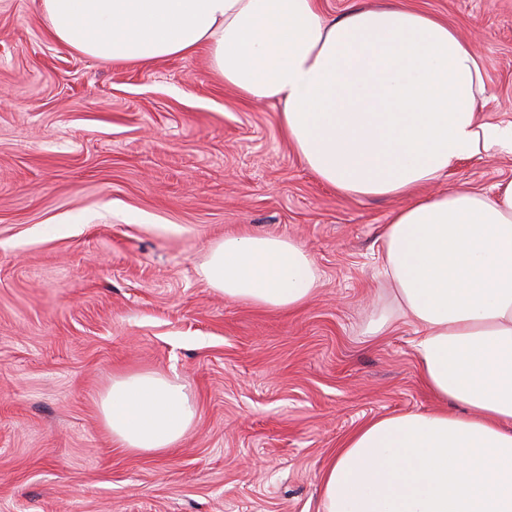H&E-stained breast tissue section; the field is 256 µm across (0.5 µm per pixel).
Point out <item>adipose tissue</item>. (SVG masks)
<instances>
[{"instance_id":"obj_1","label":"adipose tissue","mask_w":512,"mask_h":512,"mask_svg":"<svg viewBox=\"0 0 512 512\" xmlns=\"http://www.w3.org/2000/svg\"><path fill=\"white\" fill-rule=\"evenodd\" d=\"M52 38L98 60L148 64L205 51L281 127L323 183L362 198L414 195L382 235L383 273L415 328L422 380L441 406L370 420L320 480L323 512H512V183L488 195L416 189L498 146L477 120L478 54L444 21L393 0L328 17L319 0H40ZM203 274L225 299L301 308L319 277L295 241L229 235ZM102 423L118 447L160 455L191 430L185 385L113 378Z\"/></svg>"}]
</instances>
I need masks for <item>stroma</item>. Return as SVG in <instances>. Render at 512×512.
Here are the masks:
<instances>
[{"label": "stroma", "mask_w": 512, "mask_h": 512, "mask_svg": "<svg viewBox=\"0 0 512 512\" xmlns=\"http://www.w3.org/2000/svg\"><path fill=\"white\" fill-rule=\"evenodd\" d=\"M405 2L477 51L478 119L511 124L512 0ZM509 182L495 146L440 187ZM407 204L321 182L277 107L225 87L204 54L96 60L49 35L39 0H0V512H322L320 476L357 428L438 405L379 274ZM242 232L310 254L304 307L208 285L209 248ZM138 370L178 378L198 408L161 456L115 446L99 413Z\"/></svg>", "instance_id": "obj_1"}]
</instances>
